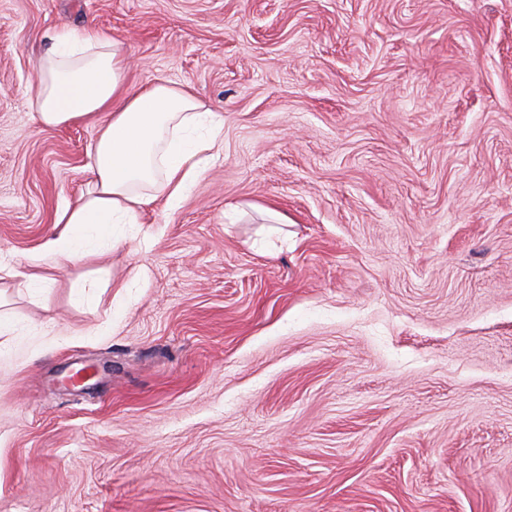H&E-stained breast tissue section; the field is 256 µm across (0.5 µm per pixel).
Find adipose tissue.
Returning a JSON list of instances; mask_svg holds the SVG:
<instances>
[{
    "instance_id": "obj_1",
    "label": "adipose tissue",
    "mask_w": 512,
    "mask_h": 512,
    "mask_svg": "<svg viewBox=\"0 0 512 512\" xmlns=\"http://www.w3.org/2000/svg\"><path fill=\"white\" fill-rule=\"evenodd\" d=\"M129 50L84 26L56 34L40 56L28 106L38 126L99 123L91 179L55 217L62 232L30 254L0 252V274L22 277L32 299L53 286L45 271L102 258L132 240L156 201L176 205L198 181L205 158L224 150V115L190 88L123 86Z\"/></svg>"
}]
</instances>
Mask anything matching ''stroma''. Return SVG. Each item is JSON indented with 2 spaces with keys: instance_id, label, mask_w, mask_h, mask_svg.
<instances>
[{
  "instance_id": "1",
  "label": "stroma",
  "mask_w": 512,
  "mask_h": 512,
  "mask_svg": "<svg viewBox=\"0 0 512 512\" xmlns=\"http://www.w3.org/2000/svg\"><path fill=\"white\" fill-rule=\"evenodd\" d=\"M86 25L224 152L109 258L130 302L0 281L73 333L0 366V512H512V0H0V250L89 179L27 106Z\"/></svg>"
}]
</instances>
